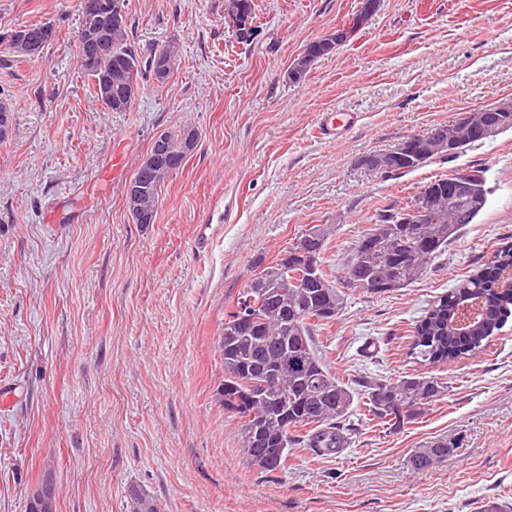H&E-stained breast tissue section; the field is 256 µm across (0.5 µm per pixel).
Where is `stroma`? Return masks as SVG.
Returning <instances> with one entry per match:
<instances>
[{
	"label": "stroma",
	"mask_w": 512,
	"mask_h": 512,
	"mask_svg": "<svg viewBox=\"0 0 512 512\" xmlns=\"http://www.w3.org/2000/svg\"><path fill=\"white\" fill-rule=\"evenodd\" d=\"M254 4L245 42L225 0H130L131 41L145 54L175 44L177 64L165 83L141 78L130 111L107 112L79 70L80 0H0V34L42 21L57 35L41 56L0 65L13 121L0 143V512H26L47 472L56 512H129L133 486L163 512L512 507V319L467 359L426 369L407 356L429 305L512 243V130L397 176L360 163L512 98V0H381L300 84L287 78L294 58L360 0ZM331 109L361 115L336 143L316 129ZM186 126L195 149L166 178L154 223H134L128 182L156 136ZM466 167L490 189L473 223L407 287L346 288L314 336L342 379L427 371L445 397L398 432L355 402L357 433L338 453L298 448L285 471L250 467L215 399L225 308L313 224L335 225L324 259L341 275L377 211ZM208 216L218 230L199 250ZM435 440L452 442L448 456L415 470Z\"/></svg>",
	"instance_id": "35a3bbf8"
}]
</instances>
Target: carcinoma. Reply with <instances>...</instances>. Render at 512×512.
<instances>
[{"label": "carcinoma", "mask_w": 512, "mask_h": 512, "mask_svg": "<svg viewBox=\"0 0 512 512\" xmlns=\"http://www.w3.org/2000/svg\"><path fill=\"white\" fill-rule=\"evenodd\" d=\"M112 0H81L76 41L87 42L95 52L94 64L81 68L99 97L107 84L113 98H122L130 78L149 77V61L155 55L176 59L175 47L168 46L147 56L131 44L128 34V3L119 2L121 18L98 19L97 5ZM50 31L45 43L56 37L53 25L37 21L0 35V44L15 57L30 58L27 38ZM486 124L495 129L491 136L512 130V118L501 112L486 113ZM191 128L165 133L166 153L180 157L186 150ZM173 172L167 165L151 168L146 188L129 210L156 214L158 190ZM436 192L440 203L429 221L418 225L417 238L404 240L400 225L394 223L399 211L387 209L353 244L343 268V281L369 295H382L418 280L448 243L485 208L489 191L480 183L473 196L448 200V178L439 177L421 186ZM306 232L288 246V265L273 259L243 288L236 301L224 310V326L216 340L224 379L217 396L224 411L237 419L241 451L247 463L265 473L280 472L288 466L290 450L309 448L315 453L334 454L347 442L345 423L353 412L354 399L364 398L368 415L381 426L396 432L417 417L425 406L446 395L447 386L436 376L360 377L345 382L318 353L314 332L329 325L342 309L345 294L336 286L335 275L317 269V287L299 277ZM512 266V244L497 252L493 262L461 280L448 294L439 297L416 325L409 356L423 365L444 364L484 350L512 316V287L493 271ZM261 305L249 331L234 325V316L250 295ZM469 302L482 311L484 324L468 336L454 334L455 310ZM277 371L283 388L264 386L269 369ZM451 445L435 441L413 455L414 467L425 469L448 455ZM129 512H162L159 502L143 489H129Z\"/></svg>", "instance_id": "1"}]
</instances>
